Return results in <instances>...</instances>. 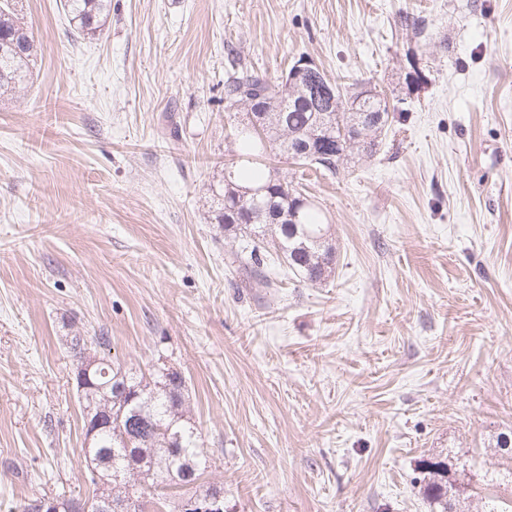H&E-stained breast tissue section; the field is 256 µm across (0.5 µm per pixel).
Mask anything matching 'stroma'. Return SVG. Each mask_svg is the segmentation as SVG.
<instances>
[{
  "label": "stroma",
  "mask_w": 512,
  "mask_h": 512,
  "mask_svg": "<svg viewBox=\"0 0 512 512\" xmlns=\"http://www.w3.org/2000/svg\"><path fill=\"white\" fill-rule=\"evenodd\" d=\"M63 2L23 0L37 59L0 96V512L91 496L68 343L96 332L185 378L224 512H431L424 459L469 512L512 500V0H112L95 40ZM303 56L402 117L306 174L328 280L246 288L211 195L246 119L224 78Z\"/></svg>",
  "instance_id": "stroma-1"
}]
</instances>
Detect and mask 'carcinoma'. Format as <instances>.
I'll return each mask as SVG.
<instances>
[{
  "instance_id": "obj_1",
  "label": "carcinoma",
  "mask_w": 512,
  "mask_h": 512,
  "mask_svg": "<svg viewBox=\"0 0 512 512\" xmlns=\"http://www.w3.org/2000/svg\"><path fill=\"white\" fill-rule=\"evenodd\" d=\"M64 9L80 38L100 37L110 14L111 0H64ZM397 24L414 36H427L426 21L401 12ZM33 40L24 21L22 0H0V93L11 91L27 76ZM302 76L288 85L247 67L224 80V100L230 107L250 103L270 110L272 121L260 134L249 125L233 131L236 160L224 173V185L213 190L224 231L244 234L245 246L234 261L248 281L269 284L271 263L285 264L303 280L318 284L333 272L336 247L329 225L321 221L312 202L299 206L302 190L290 182L265 175L267 142L276 137V149L297 165H307L337 176L352 174L345 161L352 155H370L378 138L400 120L380 91L363 94L368 84H324ZM267 189L264 209L252 213L234 209L238 182ZM108 337L87 339L99 357L94 387L80 392L84 408L112 399V426L99 433L92 449L99 477L87 474L95 495L108 493L119 512H146L136 495L133 476L156 489L152 512H182L187 499L182 489L196 486L209 460L198 451L194 427L183 423L186 381L174 371L157 369L134 373L112 361L105 352ZM423 493L436 512H461L464 491L448 480L442 461L426 462Z\"/></svg>"
}]
</instances>
